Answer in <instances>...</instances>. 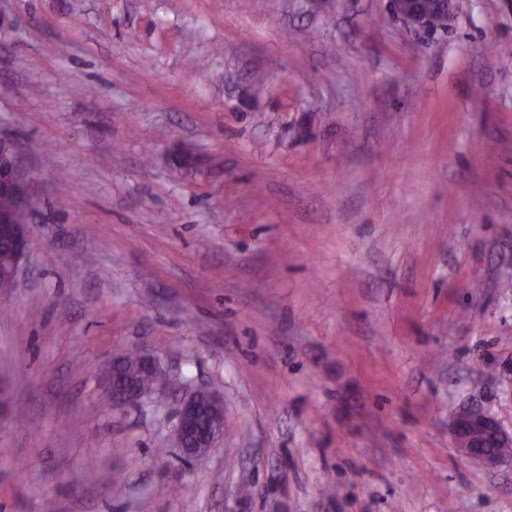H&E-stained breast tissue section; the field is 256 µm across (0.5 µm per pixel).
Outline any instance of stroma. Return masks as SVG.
Returning a JSON list of instances; mask_svg holds the SVG:
<instances>
[{"label":"stroma","instance_id":"stroma-1","mask_svg":"<svg viewBox=\"0 0 512 512\" xmlns=\"http://www.w3.org/2000/svg\"><path fill=\"white\" fill-rule=\"evenodd\" d=\"M33 180L0 290V512H512V0H0ZM195 167L176 171L183 153ZM175 385L120 416L102 370ZM198 389L227 424L188 466ZM421 1H431L428 8ZM389 10L406 29L432 32L447 25L455 0H388ZM205 400L211 407L215 415V421L210 432L199 442V446L188 451L183 445V440L190 436L195 429L194 411L199 400ZM223 416V418H222ZM224 432V402L214 392L206 389H199L185 397L177 411L176 423L174 427V436L176 441L181 445L177 448L181 455L192 462H202L216 441V439ZM448 428L459 456L486 468L494 469L512 457L511 448L484 450L477 441L490 439L504 447L512 445V432L507 431L500 420L479 404L459 408L449 419ZM502 454H498V453Z\"/></svg>","mask_w":512,"mask_h":512}]
</instances>
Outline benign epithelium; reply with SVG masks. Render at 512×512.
Wrapping results in <instances>:
<instances>
[{
    "label": "benign epithelium",
    "instance_id": "1",
    "mask_svg": "<svg viewBox=\"0 0 512 512\" xmlns=\"http://www.w3.org/2000/svg\"><path fill=\"white\" fill-rule=\"evenodd\" d=\"M426 7L421 0H388L389 10L406 29L415 32H432L447 25L455 0H431ZM19 144L10 136H0V193L9 194L14 202L10 213H0V234L11 241L10 276L16 277L31 245L28 224L31 223L34 203L31 180L19 164ZM106 394L112 397V409L119 414L138 408L157 387L136 390L123 388L102 374ZM206 401L215 415L210 432L192 450L179 448L181 455L195 463L203 461L224 432V402L215 393L199 389L185 397L177 411L174 436L183 442L195 429L194 411L199 400ZM448 428L459 456L486 468L494 469L507 461V457L491 450H484L478 441L489 439L504 447L512 445V432L507 431L500 420L478 404L459 408L449 419Z\"/></svg>",
    "mask_w": 512,
    "mask_h": 512
}]
</instances>
